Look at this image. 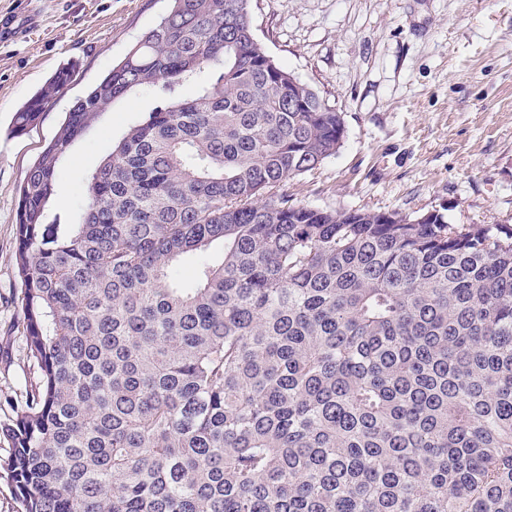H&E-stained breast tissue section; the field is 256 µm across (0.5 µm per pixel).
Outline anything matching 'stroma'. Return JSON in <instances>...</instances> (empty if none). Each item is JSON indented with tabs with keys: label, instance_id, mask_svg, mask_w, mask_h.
Segmentation results:
<instances>
[{
	"label": "stroma",
	"instance_id": "35a3bbf8",
	"mask_svg": "<svg viewBox=\"0 0 512 512\" xmlns=\"http://www.w3.org/2000/svg\"><path fill=\"white\" fill-rule=\"evenodd\" d=\"M168 0H0V424L28 374L16 277L18 190L66 112L156 24ZM256 38L342 112L335 156L288 193L324 209H437L512 225V0H251ZM67 88L26 133L16 110L60 68ZM161 102L113 103L68 152L50 212L79 214L86 176Z\"/></svg>",
	"mask_w": 512,
	"mask_h": 512
}]
</instances>
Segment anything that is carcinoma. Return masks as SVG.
<instances>
[{
  "label": "carcinoma",
  "instance_id": "cac0c4a2",
  "mask_svg": "<svg viewBox=\"0 0 512 512\" xmlns=\"http://www.w3.org/2000/svg\"><path fill=\"white\" fill-rule=\"evenodd\" d=\"M169 2L19 189L16 512H512V228L289 198L342 113L288 106L250 0ZM149 89L78 220H48L72 143Z\"/></svg>",
  "mask_w": 512,
  "mask_h": 512
}]
</instances>
